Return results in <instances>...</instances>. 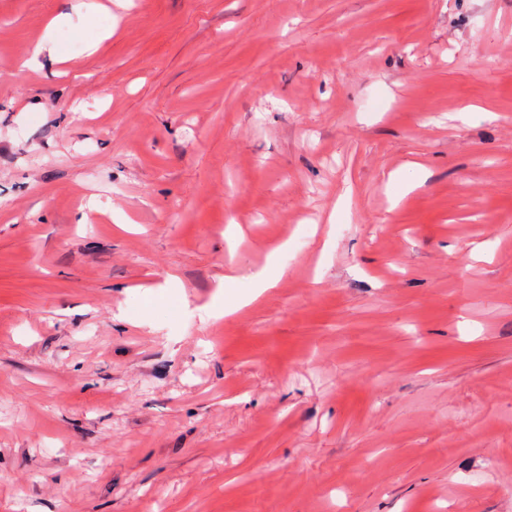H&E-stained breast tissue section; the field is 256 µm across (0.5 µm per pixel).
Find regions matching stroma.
Here are the masks:
<instances>
[{
  "instance_id": "35a3bbf8",
  "label": "stroma",
  "mask_w": 512,
  "mask_h": 512,
  "mask_svg": "<svg viewBox=\"0 0 512 512\" xmlns=\"http://www.w3.org/2000/svg\"><path fill=\"white\" fill-rule=\"evenodd\" d=\"M0 512H512V0H0Z\"/></svg>"
}]
</instances>
